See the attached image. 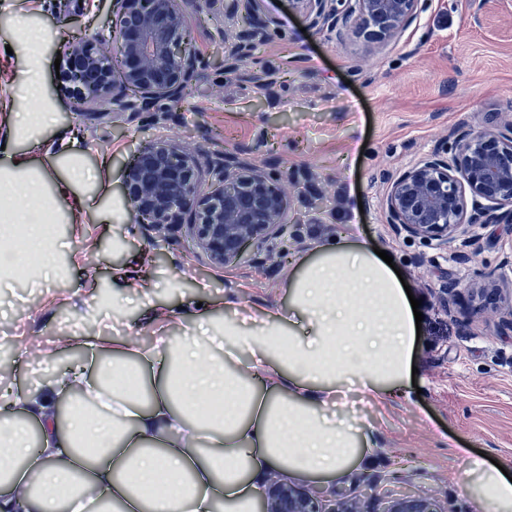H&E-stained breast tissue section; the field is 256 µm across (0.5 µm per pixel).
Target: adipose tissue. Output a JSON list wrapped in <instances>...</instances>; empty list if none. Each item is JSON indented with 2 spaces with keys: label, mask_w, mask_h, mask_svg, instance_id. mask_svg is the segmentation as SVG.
<instances>
[{
  "label": "adipose tissue",
  "mask_w": 512,
  "mask_h": 512,
  "mask_svg": "<svg viewBox=\"0 0 512 512\" xmlns=\"http://www.w3.org/2000/svg\"><path fill=\"white\" fill-rule=\"evenodd\" d=\"M55 120L40 68L0 81V288L54 271L57 241L42 224L58 205L72 224L117 218L102 201L111 155L86 166L79 136L49 135ZM38 154L55 172L34 167ZM34 198L41 213L29 211ZM112 283L138 289L151 321H171L152 303L145 263L115 265ZM287 288V308L257 329L231 317L216 325L215 311L237 302L206 301L180 346L88 332L75 339L84 363L24 396L0 390V512H254L269 474L336 479L360 463L376 442L336 401L354 387L375 402L407 395L417 336L408 295L350 231L301 256ZM128 374L134 387L120 383ZM465 474L480 512H512V479L497 466L472 458Z\"/></svg>",
  "instance_id": "adipose-tissue-1"
}]
</instances>
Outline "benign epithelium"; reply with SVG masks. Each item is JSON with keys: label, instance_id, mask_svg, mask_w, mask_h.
<instances>
[{"label": "benign epithelium", "instance_id": "obj_1", "mask_svg": "<svg viewBox=\"0 0 512 512\" xmlns=\"http://www.w3.org/2000/svg\"><path fill=\"white\" fill-rule=\"evenodd\" d=\"M186 0H115L116 22L106 38H79L63 52L61 82L77 101L78 116L133 121L143 112H174L201 64L191 48ZM265 0H246L247 27L224 37V61L252 78L258 38L276 23L260 15ZM290 10L338 41L350 35L385 46L418 20L421 0H288ZM453 152L439 145L389 183L385 221L398 233L446 249L472 224L512 223V121L475 131L453 130ZM165 140L141 145L124 170L125 200L149 238L184 231L213 269L238 261L254 246L267 263L283 252L288 230V169H268L237 153L207 161ZM481 301L507 298L502 322L512 329V282L490 280L468 289ZM257 512H365L318 490L281 480L268 484ZM382 512H446L439 501L410 492L386 497Z\"/></svg>", "mask_w": 512, "mask_h": 512}]
</instances>
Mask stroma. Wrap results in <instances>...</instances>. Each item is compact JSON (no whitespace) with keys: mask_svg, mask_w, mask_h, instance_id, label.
Returning a JSON list of instances; mask_svg holds the SVG:
<instances>
[{"mask_svg":"<svg viewBox=\"0 0 512 512\" xmlns=\"http://www.w3.org/2000/svg\"><path fill=\"white\" fill-rule=\"evenodd\" d=\"M416 27L381 48L351 36L336 42L308 29L306 20L266 0L276 18L255 55L277 82L267 89L222 63L224 34L241 29L244 11L228 0H188L192 46L202 59L178 111L146 112L120 128L117 122L83 123L75 101L56 76L59 32L67 21L53 0H14L0 12V40H18L22 26L46 33L39 62L48 101L57 111L54 133L80 129L94 164L108 151L113 164L107 198L124 202L122 162L141 141L170 140L207 158L243 152L264 165L280 160L292 191L289 254L305 253L353 223L360 241L392 256L424 319L413 363L418 392L397 401L358 403L374 426L377 448L368 466L353 468L325 490L348 499L366 484L381 493L409 491L440 501L446 512H478L460 477L466 458L512 463V330L492 310L441 303L442 272L469 284L512 279V224H477L476 246L454 242L439 251L396 233L381 200L392 177L442 143L455 128H483L493 114L512 109V0H424ZM360 214H353V207ZM57 236L79 251L81 264L66 276L0 288V379L32 392L77 355L75 336L97 329L112 291V244L132 237L134 254L152 260L157 306L178 315L195 302L235 293L260 314L288 302L286 264L239 263L212 269L183 231L168 239L128 235L126 225L61 223ZM98 271L99 290H80L85 268ZM38 338L56 346L50 360L21 351Z\"/></svg>","mask_w":512,"mask_h":512,"instance_id":"35a3bbf8","label":"stroma"}]
</instances>
